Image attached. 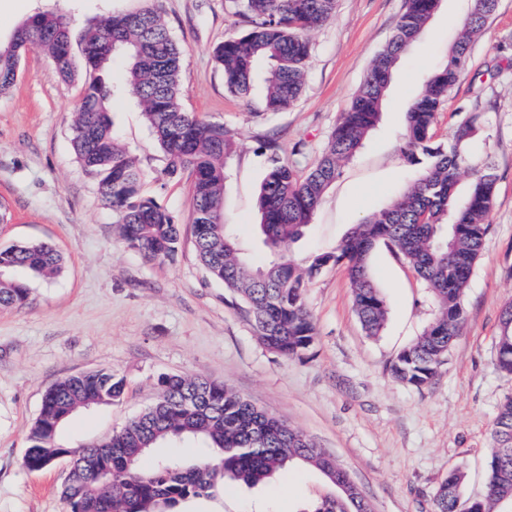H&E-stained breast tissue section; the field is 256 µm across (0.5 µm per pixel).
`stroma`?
Instances as JSON below:
<instances>
[{"instance_id": "stroma-1", "label": "stroma", "mask_w": 512, "mask_h": 512, "mask_svg": "<svg viewBox=\"0 0 512 512\" xmlns=\"http://www.w3.org/2000/svg\"><path fill=\"white\" fill-rule=\"evenodd\" d=\"M144 7L163 17L183 50V109L238 134L224 221L244 255L260 263L268 257L254 229L268 166L264 140L276 138L289 160L303 145L300 159L312 164L391 39L404 0H337L333 18L309 34L312 58L301 98L277 113L266 111L262 95L243 101L224 89L212 49L247 26L226 0H0L1 42L33 15L65 14L76 72L71 82L56 80L48 55L31 44L21 53L15 85L0 95V203L11 214L0 224V246L49 241L65 260L57 278L32 283L26 306L0 308V512H65L69 461L25 468L28 433L48 388L100 368L123 379L124 393L74 414L61 434L68 445L109 438L154 403L159 377L200 375L303 431L349 472L373 512H434L435 489L454 469L466 475L464 496L481 497L497 406L512 393V376L495 368L501 310L512 302V0H498L474 37L432 130L434 141L448 142L477 98L493 103L470 156L473 166L492 164L496 175L490 232L466 291L462 332L438 376L421 389L395 381L390 365L432 321L435 303L413 268L384 243L370 261L389 309L380 336L365 334L348 274L331 266L305 290L317 333L313 350L284 358L257 341L231 294L199 264L190 180L165 176V156L126 89L112 102L114 130L139 160L142 194L180 224L181 243L174 261L159 263L116 236L115 215L71 145L83 92L82 36L102 18ZM470 7L471 0H441L402 58L378 125L342 166L304 237L286 247L292 259L335 247L350 225L386 207L417 177L420 168L406 154V113L421 76L447 53ZM335 491L319 471L293 468L267 485L188 500L181 512H301Z\"/></svg>"}]
</instances>
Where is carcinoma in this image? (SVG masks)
Masks as SVG:
<instances>
[{
	"mask_svg": "<svg viewBox=\"0 0 512 512\" xmlns=\"http://www.w3.org/2000/svg\"><path fill=\"white\" fill-rule=\"evenodd\" d=\"M248 27L214 48L231 94L247 98L263 85L272 113L293 106L302 95L312 46L308 32L329 21L336 0H227ZM440 0H405L396 33L379 53L364 82L342 113L325 147L305 172L279 155L274 140L264 142L269 165L260 185L259 231L274 256L250 263L224 223L227 161L238 135L224 125L187 112L181 105V50L162 17L149 9L116 14L83 35L84 87L75 112L72 148L86 171L98 178L102 201L116 214V232L130 249L150 260L171 262L180 246V225L155 199L140 193L143 178L137 159L120 144L112 128L110 104L116 86L108 71L116 55L126 58L125 82L138 99L146 124L168 157L166 175L189 171L192 177L193 236L198 260L231 292L254 335L270 352L299 357L316 339L304 303L305 289L328 266L346 268L353 285V306L370 337L388 318L386 301L374 282L370 258L377 244L393 246L430 290L437 313L421 336L391 365L398 381L423 387L431 383L465 322L464 296L489 232L496 178L492 165L475 168L469 148L482 130L477 118L460 122L448 144L432 141L437 113L465 67L471 40L496 9L497 0H472L459 38L447 57L421 80L407 111L408 159L422 171L387 207L352 225L331 250L297 263L283 253L300 240L326 189L353 158L378 122L399 61L424 30ZM19 46H0V94L15 84L21 51L41 46L63 81L73 76L70 21L63 14H38L18 27ZM470 181L459 191V174ZM64 259L47 242L0 247V307L25 306L30 280L61 273ZM496 369L512 375V302L501 311ZM123 382L101 369L72 375L44 394L30 427L24 466L41 470L62 452L95 463L65 483L62 498L73 512H177L188 499L210 496L228 480L249 488L273 479L290 465L323 473L336 495L312 500L302 512H372L362 493L343 488L351 482L336 460L301 431L269 415L233 389L203 376L166 375L158 380L153 405L102 442L86 448L62 443L64 424L80 408L108 405L120 398ZM495 442L483 498L460 508L464 475L450 471L438 484L435 512H512V395L498 406L492 429ZM172 441H190L206 458L183 464L144 459Z\"/></svg>",
	"mask_w": 512,
	"mask_h": 512,
	"instance_id": "1",
	"label": "carcinoma"
}]
</instances>
